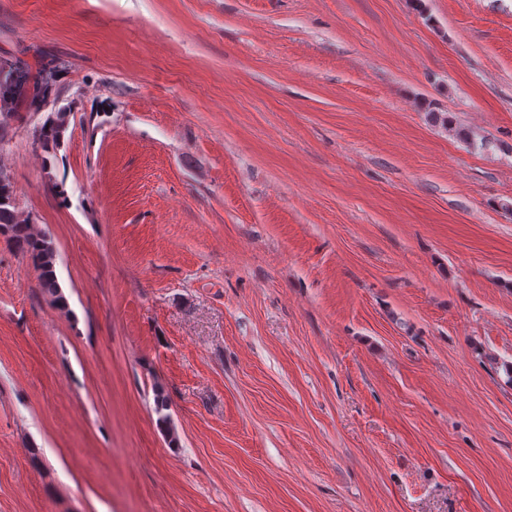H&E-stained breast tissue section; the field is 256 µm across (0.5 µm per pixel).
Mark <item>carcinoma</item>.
<instances>
[{
	"mask_svg": "<svg viewBox=\"0 0 512 512\" xmlns=\"http://www.w3.org/2000/svg\"><path fill=\"white\" fill-rule=\"evenodd\" d=\"M63 62L56 57L41 56L35 65L12 60L8 74L11 81L0 82V115H11L25 104L41 109L52 96ZM70 113L57 110L44 122L33 128V143L45 152L57 148L68 124ZM0 232L7 233L25 253L29 254L39 270V287L65 304L59 292L56 275L58 253L46 235L37 232L32 223L19 218L15 206L12 183L0 182Z\"/></svg>",
	"mask_w": 512,
	"mask_h": 512,
	"instance_id": "carcinoma-1",
	"label": "carcinoma"
}]
</instances>
